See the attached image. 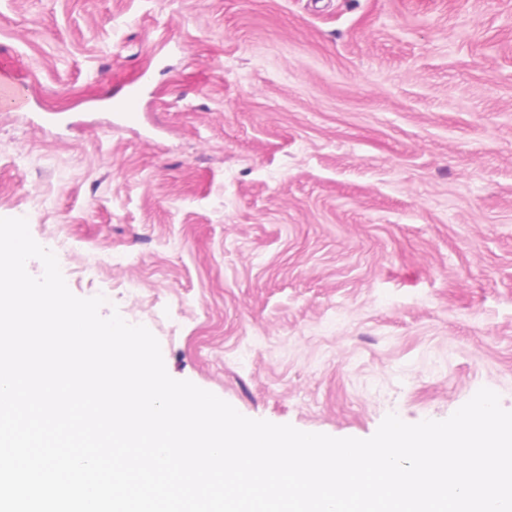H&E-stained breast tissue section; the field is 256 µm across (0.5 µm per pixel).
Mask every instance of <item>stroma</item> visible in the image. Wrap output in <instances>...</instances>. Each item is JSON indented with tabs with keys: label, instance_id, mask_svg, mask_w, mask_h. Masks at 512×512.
I'll return each mask as SVG.
<instances>
[{
	"label": "stroma",
	"instance_id": "obj_1",
	"mask_svg": "<svg viewBox=\"0 0 512 512\" xmlns=\"http://www.w3.org/2000/svg\"><path fill=\"white\" fill-rule=\"evenodd\" d=\"M0 217L242 415L512 411V0H0Z\"/></svg>",
	"mask_w": 512,
	"mask_h": 512
}]
</instances>
